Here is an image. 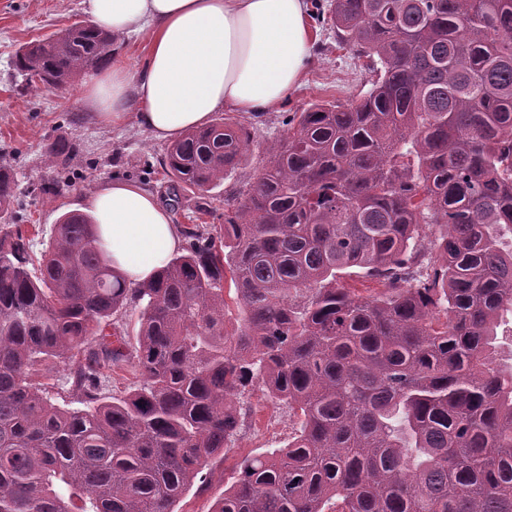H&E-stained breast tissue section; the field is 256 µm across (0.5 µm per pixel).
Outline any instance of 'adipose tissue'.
<instances>
[{"mask_svg": "<svg viewBox=\"0 0 512 512\" xmlns=\"http://www.w3.org/2000/svg\"><path fill=\"white\" fill-rule=\"evenodd\" d=\"M93 25L146 44L143 68L113 63L88 75L97 116L134 120L157 140L204 127L212 113L278 109L301 84L316 35L307 0H83ZM113 268L150 281L181 244L169 211L134 182H108L87 198Z\"/></svg>", "mask_w": 512, "mask_h": 512, "instance_id": "adipose-tissue-1", "label": "adipose tissue"}]
</instances>
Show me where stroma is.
Segmentation results:
<instances>
[{
  "mask_svg": "<svg viewBox=\"0 0 512 512\" xmlns=\"http://www.w3.org/2000/svg\"><path fill=\"white\" fill-rule=\"evenodd\" d=\"M82 0H0V166L12 169L16 182L12 229L31 240L33 253H41L59 217L83 210L87 195L98 185L122 179L138 183L168 206L172 221L186 227L195 221L224 230V212L244 183L254 180L263 165L265 144L283 138L289 113L316 100H355L369 88L365 59L338 47L335 34L318 27L317 42L301 86L276 111L242 115L254 127L257 142L248 160L233 177L205 196L187 194L172 204L162 158L165 142L153 139L129 121L119 126L101 123L82 99L84 74H76L62 89L45 91L26 86L12 67L19 46L87 21ZM74 144L67 175L70 186L54 196L45 188L56 168L44 155L46 144ZM210 212L197 216L200 201ZM251 425L232 449L210 461L204 485H193L175 512H212L213 505L236 476L239 458L287 445L293 418L286 405L271 403L261 391L247 400Z\"/></svg>",
  "mask_w": 512,
  "mask_h": 512,
  "instance_id": "1",
  "label": "stroma"
}]
</instances>
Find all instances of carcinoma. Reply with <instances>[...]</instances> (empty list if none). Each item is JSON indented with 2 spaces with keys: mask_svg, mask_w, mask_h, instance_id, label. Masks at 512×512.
Listing matches in <instances>:
<instances>
[{
  "mask_svg": "<svg viewBox=\"0 0 512 512\" xmlns=\"http://www.w3.org/2000/svg\"><path fill=\"white\" fill-rule=\"evenodd\" d=\"M316 18L371 88L288 116L224 240L184 228L147 284L82 212L29 270L0 168V512H174L256 387L298 426L241 457L212 512H512V0H330ZM113 51L78 22L12 64L58 89ZM254 138L231 116L188 131L162 160L172 195L221 185ZM355 270L379 291L348 288ZM130 305L134 347L105 332ZM54 360L79 407L33 382ZM125 363L142 383L103 394L101 369Z\"/></svg>",
  "mask_w": 512,
  "mask_h": 512,
  "instance_id": "1",
  "label": "carcinoma"
}]
</instances>
